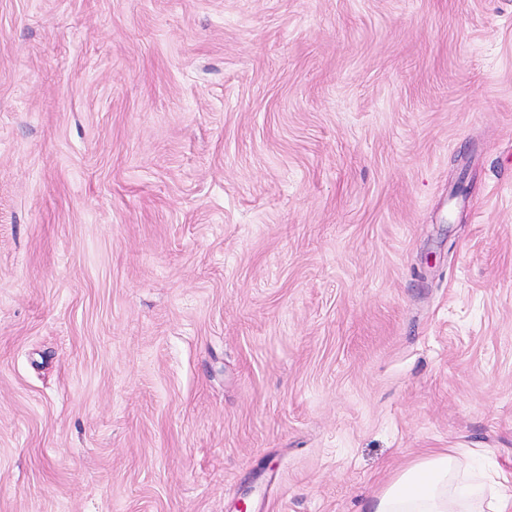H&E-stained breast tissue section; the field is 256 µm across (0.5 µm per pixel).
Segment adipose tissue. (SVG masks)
Instances as JSON below:
<instances>
[{
  "instance_id": "ef3b65f1",
  "label": "adipose tissue",
  "mask_w": 512,
  "mask_h": 512,
  "mask_svg": "<svg viewBox=\"0 0 512 512\" xmlns=\"http://www.w3.org/2000/svg\"><path fill=\"white\" fill-rule=\"evenodd\" d=\"M371 512H512V473L474 479L456 450L415 459L374 496Z\"/></svg>"
}]
</instances>
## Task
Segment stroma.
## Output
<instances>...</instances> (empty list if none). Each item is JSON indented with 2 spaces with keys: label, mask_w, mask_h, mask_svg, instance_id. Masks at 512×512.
<instances>
[{
  "label": "stroma",
  "mask_w": 512,
  "mask_h": 512,
  "mask_svg": "<svg viewBox=\"0 0 512 512\" xmlns=\"http://www.w3.org/2000/svg\"><path fill=\"white\" fill-rule=\"evenodd\" d=\"M512 472V0H0V512H368ZM474 484L461 496L459 487ZM512 473L474 480L469 456L450 448L415 459L373 497L368 512H511Z\"/></svg>",
  "instance_id": "1"
}]
</instances>
